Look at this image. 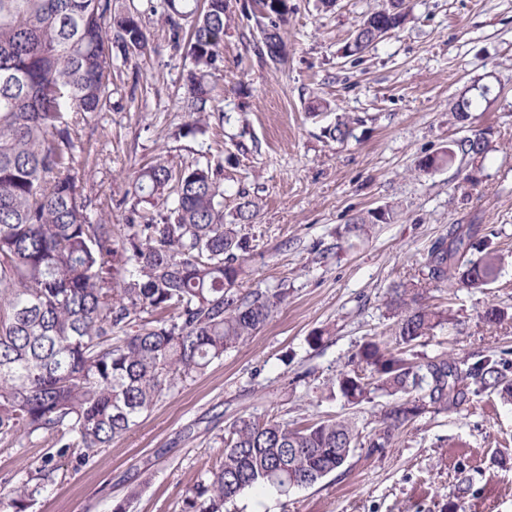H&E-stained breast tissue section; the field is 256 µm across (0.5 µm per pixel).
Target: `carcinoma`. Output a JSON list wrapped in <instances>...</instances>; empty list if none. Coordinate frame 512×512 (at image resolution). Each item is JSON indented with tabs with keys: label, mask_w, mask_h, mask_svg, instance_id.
Returning a JSON list of instances; mask_svg holds the SVG:
<instances>
[{
	"label": "carcinoma",
	"mask_w": 512,
	"mask_h": 512,
	"mask_svg": "<svg viewBox=\"0 0 512 512\" xmlns=\"http://www.w3.org/2000/svg\"><path fill=\"white\" fill-rule=\"evenodd\" d=\"M405 0L370 14L361 26L401 29ZM267 20L258 51L282 61L277 21L288 0H252ZM170 39L189 31L186 92L195 118L188 132H207L214 86L230 21L226 0H164ZM149 40L134 8L112 11V0H0V443L33 437L86 461L136 425L182 383L203 374L224 352L247 342L272 316L285 292L238 293L259 203L239 194L234 222L224 223L223 165L198 160L178 171L159 160L133 181L137 201L162 206L145 224L110 225L94 217L79 172L88 151L87 115L111 106L112 54L147 52ZM490 103L489 94L461 96L462 117ZM345 142L352 122L326 130ZM482 134L455 140L447 157L428 156V171L458 155L485 160ZM492 228L454 224L433 243L426 281L481 288L497 279ZM422 285L391 287L397 311L395 346L370 340L356 367L336 378L341 397L359 405L370 394L392 397L380 428L363 439L349 418L297 425L256 416L235 420L222 437L220 461L185 501L184 512H224L249 490L281 495L336 472L357 448L382 452L394 433L428 410L446 412L474 393L512 405L509 350L462 361H415L412 346L448 323L445 311L419 302ZM370 370L372 381L365 380ZM48 478L46 465L0 497V512H26Z\"/></svg>",
	"instance_id": "carcinoma-1"
}]
</instances>
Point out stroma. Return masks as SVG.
<instances>
[{"mask_svg": "<svg viewBox=\"0 0 512 512\" xmlns=\"http://www.w3.org/2000/svg\"><path fill=\"white\" fill-rule=\"evenodd\" d=\"M280 23L284 63L255 51L259 26L251 0H226L230 25L213 78L214 114L206 135L186 132L190 68L161 14L145 12L147 55L112 58V106L89 116L85 177L92 212L113 224L130 212L155 215L129 193L139 167L173 168L201 155L224 166V220L238 192L259 198L240 233L251 249L237 288L286 289L270 320L201 376L167 394L94 459L59 454L36 438L0 444V493L34 462L53 473L27 512H183L184 499L219 460L217 440L236 419L275 415L307 424L334 416L373 431L381 399L351 405L333 379L371 337L390 339L393 283L418 281L431 244L452 224L493 226L498 279L481 288L426 286L423 301L448 322L417 342L420 357L463 360L512 350V326H491L486 307L512 313V0H406L402 29L369 52L347 57L360 21L386 0H288ZM486 83L488 111L457 119L451 107L467 87ZM316 99L329 102L310 116ZM357 119L339 143L324 128ZM489 131L485 160L458 159L430 172L427 156ZM385 209L387 224L352 231L356 217ZM512 512V406L474 396L460 410L427 413L396 432L384 452L356 449L317 484L282 496L244 493L228 512Z\"/></svg>", "mask_w": 512, "mask_h": 512, "instance_id": "1", "label": "stroma"}]
</instances>
